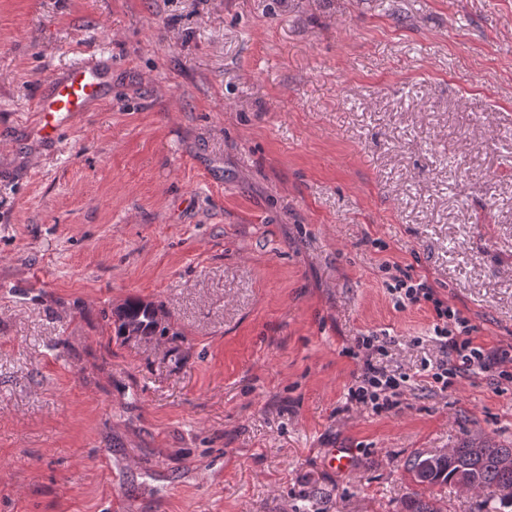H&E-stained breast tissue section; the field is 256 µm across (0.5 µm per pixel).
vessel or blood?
I'll return each instance as SVG.
<instances>
[{
	"instance_id": "1",
	"label": "vessel or blood",
	"mask_w": 512,
	"mask_h": 512,
	"mask_svg": "<svg viewBox=\"0 0 512 512\" xmlns=\"http://www.w3.org/2000/svg\"><path fill=\"white\" fill-rule=\"evenodd\" d=\"M112 85V62L91 59L58 73L36 101L37 133L55 139L69 119L90 111L107 95Z\"/></svg>"
}]
</instances>
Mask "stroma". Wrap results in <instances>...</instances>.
Returning a JSON list of instances; mask_svg holds the SVG:
<instances>
[{"label": "stroma", "instance_id": "1", "mask_svg": "<svg viewBox=\"0 0 512 512\" xmlns=\"http://www.w3.org/2000/svg\"><path fill=\"white\" fill-rule=\"evenodd\" d=\"M102 53L45 143L37 98ZM388 261L512 347V0H0V512H487L408 462L511 448L512 385L424 382ZM133 298L173 334L114 336ZM368 330L414 378L380 415ZM112 86V59H91L58 73L36 101L37 133L59 138L69 119L90 111ZM391 340L374 332L354 337L353 355L361 362L354 383L348 389L351 403L370 408L375 414L397 409L407 389L410 375L389 370L377 356H384Z\"/></svg>", "mask_w": 512, "mask_h": 512}]
</instances>
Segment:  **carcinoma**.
I'll list each match as a JSON object with an SVG mask.
<instances>
[{"label": "carcinoma", "mask_w": 512, "mask_h": 512, "mask_svg": "<svg viewBox=\"0 0 512 512\" xmlns=\"http://www.w3.org/2000/svg\"><path fill=\"white\" fill-rule=\"evenodd\" d=\"M159 307L149 302L130 301L115 312L118 336H166L170 323L156 319ZM410 471L420 485H454L482 492L495 487L499 503L512 507V448H501L489 440L470 439L442 455H417Z\"/></svg>", "instance_id": "1"}]
</instances>
